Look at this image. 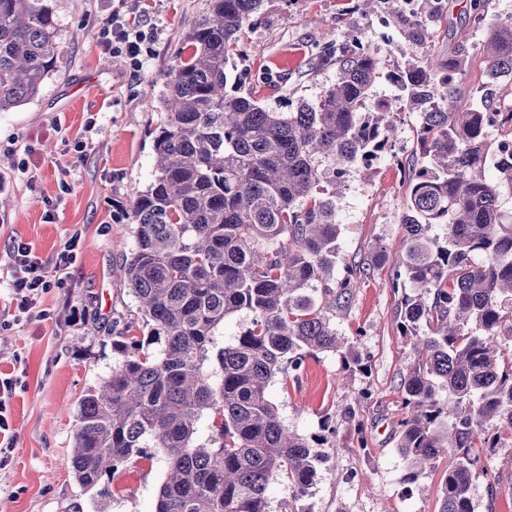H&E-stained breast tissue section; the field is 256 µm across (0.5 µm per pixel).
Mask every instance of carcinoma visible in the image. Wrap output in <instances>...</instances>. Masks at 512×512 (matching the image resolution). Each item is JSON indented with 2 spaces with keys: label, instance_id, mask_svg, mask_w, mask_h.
Listing matches in <instances>:
<instances>
[{
  "label": "carcinoma",
  "instance_id": "1",
  "mask_svg": "<svg viewBox=\"0 0 512 512\" xmlns=\"http://www.w3.org/2000/svg\"><path fill=\"white\" fill-rule=\"evenodd\" d=\"M262 0H210L184 35L166 75L164 120L153 141L157 167L133 199L135 245L124 274L147 330L121 342L122 359L77 409L70 465L93 488L144 448L163 451L166 475L155 512H271L268 487L288 483L297 506L316 483V445L289 430L268 394L272 378H299L308 355L360 362L329 310L349 302L367 277L362 264L336 276L340 224L336 189L354 168L392 148L397 113L371 101L380 77L377 48H336V80L294 110L267 108L229 93V55ZM419 41L439 0L401 12ZM488 23L487 70L475 97L460 73L466 43L444 60L431 54L401 72L405 110L419 113L402 224L404 248L390 287L412 288L398 310L401 334L417 357L399 383L407 415L397 448L404 481L448 459L438 512H473L479 449L512 442V212L499 205L512 189V111L495 106L512 76V22ZM48 0H0V112L35 99L58 54ZM493 125L510 138L493 148ZM448 227L445 242L430 235ZM321 287V295L311 294ZM248 323L218 346L227 318ZM426 325L430 333L420 332ZM448 392V401L438 392ZM211 435L197 438L200 422ZM497 430H487L489 421Z\"/></svg>",
  "mask_w": 512,
  "mask_h": 512
}]
</instances>
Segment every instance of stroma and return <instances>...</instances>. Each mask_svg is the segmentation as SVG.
Listing matches in <instances>:
<instances>
[{"mask_svg": "<svg viewBox=\"0 0 512 512\" xmlns=\"http://www.w3.org/2000/svg\"><path fill=\"white\" fill-rule=\"evenodd\" d=\"M59 56L36 99L0 112V380L13 448L0 465V512H155L165 474L163 453L120 468L107 495L79 485L69 459L82 396L118 362L114 343L139 335L142 322L123 271L135 241L134 191L154 174L153 138L164 114L160 95L184 33L209 0H141L136 22L159 37L142 69L105 53L100 29L112 0H51ZM471 0H442L425 41L413 39L384 0H263L245 26L229 68L233 87L254 93L279 110L316 100L336 79L324 48L350 34L379 48L381 75L375 100L395 102L390 75L409 61L447 55L458 38L471 50L464 82H485L478 47L486 28L474 24ZM393 155L353 170L336 200L341 251L337 270L371 262L375 245L397 254L408 190L403 163L418 151V115H399ZM84 154H76L77 144ZM53 220H46V211ZM77 239L76 258L52 286L20 311L10 287L12 246L22 241L46 264ZM390 265L373 268L348 306L331 312L338 336L355 347L367 372H347L340 358H306L297 381L273 378L269 391L280 418L306 437L324 424L336 429L333 447L321 448L318 479L300 502L304 512H438L447 460L426 469L416 483L402 477L397 450L402 396L398 383L414 363L398 329L400 297L390 287ZM371 400H360L363 390ZM355 408L365 448L351 445L348 408ZM474 512H512V444L487 449L473 469Z\"/></svg>", "mask_w": 512, "mask_h": 512, "instance_id": "1", "label": "stroma"}]
</instances>
